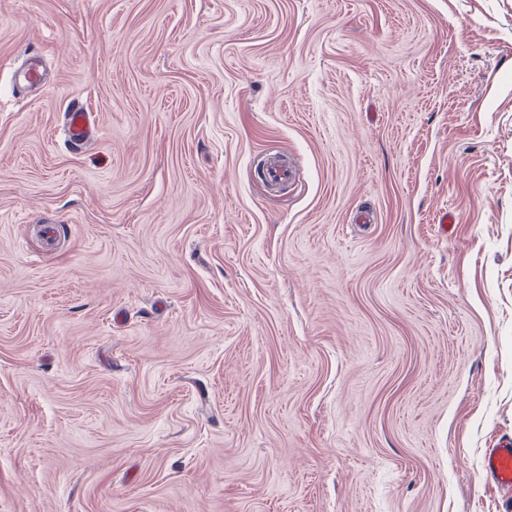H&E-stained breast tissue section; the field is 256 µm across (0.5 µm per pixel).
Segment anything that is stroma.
Segmentation results:
<instances>
[{"mask_svg":"<svg viewBox=\"0 0 512 512\" xmlns=\"http://www.w3.org/2000/svg\"><path fill=\"white\" fill-rule=\"evenodd\" d=\"M511 435L512 0H0V512H503ZM91 113L78 101L73 103L65 115V126L69 141L76 145H82L88 141V133L91 129ZM281 156L273 155L268 157L265 167V180L269 184L281 185L293 180L294 169L286 162L280 161ZM483 475L499 488L512 491V439L486 448L483 454Z\"/></svg>","mask_w":512,"mask_h":512,"instance_id":"35a3bbf8","label":"stroma"}]
</instances>
